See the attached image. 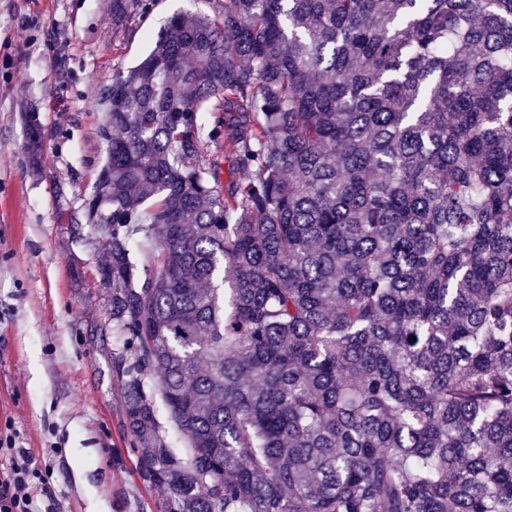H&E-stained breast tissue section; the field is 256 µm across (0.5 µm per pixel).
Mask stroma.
<instances>
[{
	"label": "stroma",
	"instance_id": "35a3bbf8",
	"mask_svg": "<svg viewBox=\"0 0 512 512\" xmlns=\"http://www.w3.org/2000/svg\"><path fill=\"white\" fill-rule=\"evenodd\" d=\"M180 11L208 0H157L112 48V0H0V433L45 470L32 512H166L125 416L128 349L96 272L104 247L81 210L105 158L94 84L136 65ZM45 129L40 173L22 114Z\"/></svg>",
	"mask_w": 512,
	"mask_h": 512
}]
</instances>
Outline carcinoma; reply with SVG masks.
I'll return each instance as SVG.
<instances>
[{
  "label": "carcinoma",
  "mask_w": 512,
  "mask_h": 512,
  "mask_svg": "<svg viewBox=\"0 0 512 512\" xmlns=\"http://www.w3.org/2000/svg\"><path fill=\"white\" fill-rule=\"evenodd\" d=\"M97 92L82 210L171 512H512V0H224Z\"/></svg>",
  "instance_id": "obj_1"
}]
</instances>
